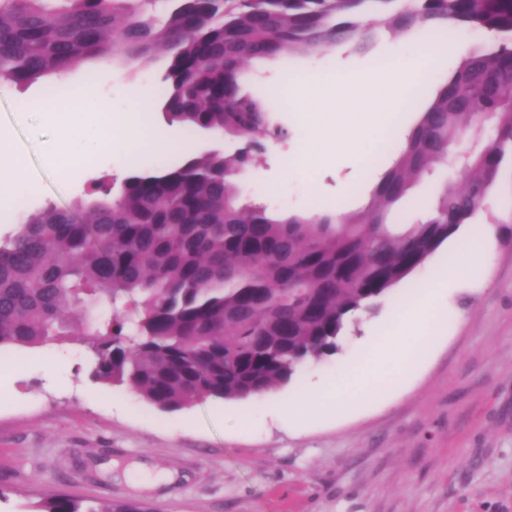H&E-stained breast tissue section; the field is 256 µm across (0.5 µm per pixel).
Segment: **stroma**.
<instances>
[{
  "instance_id": "1",
  "label": "stroma",
  "mask_w": 512,
  "mask_h": 512,
  "mask_svg": "<svg viewBox=\"0 0 512 512\" xmlns=\"http://www.w3.org/2000/svg\"><path fill=\"white\" fill-rule=\"evenodd\" d=\"M485 44L480 35L457 41L447 57L420 78L427 94L400 106L388 123L369 127L350 152L302 166L303 148L321 149L334 135L351 133L374 111L346 78L383 56H413L418 42L382 35L367 51L352 45L316 56L298 52L254 61L245 90L268 92L278 77L300 73L343 77L341 116L320 110L308 95L299 108L280 106L273 121L283 138L237 177L242 199L275 212L368 205L408 130L464 58ZM167 62L104 64L87 59L62 76L31 84L0 79V134L26 162L32 192L0 210V235L45 204L65 206L83 196L93 179L114 177L106 154L93 165L57 168L84 151L81 135L61 140L73 124L70 102L53 119L17 112L48 88L92 85L96 95L126 109L137 90L156 91ZM458 180L439 167L395 205L390 219L407 224L437 185ZM480 226L484 266L441 300L442 339L400 393L336 420L297 417L285 423L278 405L313 382H333L391 329L408 298L399 287L357 330L346 331L337 354L302 367L295 382L239 401L203 398L163 411L123 386L94 380L80 337L30 348H0V512H36L50 493L101 505L123 500L153 512H512V162L502 167L473 224L462 225L412 276L418 286L436 279L456 250Z\"/></svg>"
}]
</instances>
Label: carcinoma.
I'll list each match as a JSON object with an SVG mask.
<instances>
[{
	"instance_id": "cac0c4a2",
	"label": "carcinoma",
	"mask_w": 512,
	"mask_h": 512,
	"mask_svg": "<svg viewBox=\"0 0 512 512\" xmlns=\"http://www.w3.org/2000/svg\"><path fill=\"white\" fill-rule=\"evenodd\" d=\"M0 0V77L29 84L84 58L146 65L167 56L156 111L190 136L239 141L138 163L96 179L70 207L47 204L0 237V346L83 336L93 375L161 410L259 397L338 349L355 315L374 311L481 209L512 156V0ZM452 46L482 32L407 135L368 207L281 216L247 203L236 175L265 141L271 98L242 90L244 68L377 30ZM493 142L467 152L411 224L389 213L449 159L469 129ZM39 512H146L116 502L82 509L62 494ZM185 142H192L195 149H213L219 153H231L238 147V142L235 139L222 135H214L209 132L200 130L194 133L192 139H187Z\"/></svg>"
}]
</instances>
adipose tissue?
Instances as JSON below:
<instances>
[{
  "mask_svg": "<svg viewBox=\"0 0 512 512\" xmlns=\"http://www.w3.org/2000/svg\"><path fill=\"white\" fill-rule=\"evenodd\" d=\"M151 95L141 92L134 105L125 112L113 111L105 103L98 104L101 122L93 127L91 140L95 150L113 157L125 165L146 148L174 150L178 144L159 131H148L142 114L150 106ZM30 185L23 174V162L8 139H0V208L11 205L29 192ZM482 257L480 241H472L460 250L457 259L424 292L407 307L404 317L411 320L435 321L438 299L443 291L453 287L478 267ZM438 336L429 333L401 339L381 336L364 357L351 369L348 377L324 390L302 394L296 403L280 406V416L288 420L297 414L323 411L335 418L349 415L357 406L399 392L432 351Z\"/></svg>",
  "mask_w": 512,
  "mask_h": 512,
  "instance_id": "obj_1",
  "label": "adipose tissue"
}]
</instances>
